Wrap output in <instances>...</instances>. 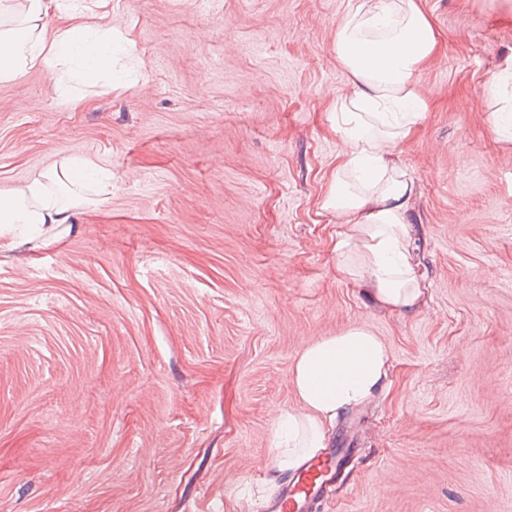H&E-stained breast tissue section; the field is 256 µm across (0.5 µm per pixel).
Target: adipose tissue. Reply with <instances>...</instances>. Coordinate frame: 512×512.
<instances>
[{
    "instance_id": "1",
    "label": "adipose tissue",
    "mask_w": 512,
    "mask_h": 512,
    "mask_svg": "<svg viewBox=\"0 0 512 512\" xmlns=\"http://www.w3.org/2000/svg\"><path fill=\"white\" fill-rule=\"evenodd\" d=\"M106 0H0V83L35 66L69 74H111L113 39ZM437 30L423 0H351L339 24L336 55L353 93L336 105V130L348 148L322 207L342 220L333 250L339 275L367 289L378 304L409 312L423 290L413 259L409 205L412 177L394 159L399 142L422 122L427 104L416 77L432 57ZM106 193L112 173L78 153L21 186L0 192V242L71 223L90 204L84 190ZM389 350L365 326L306 345L291 380L301 411L278 417L275 466L286 473L324 446L325 426L374 397L388 375Z\"/></svg>"
}]
</instances>
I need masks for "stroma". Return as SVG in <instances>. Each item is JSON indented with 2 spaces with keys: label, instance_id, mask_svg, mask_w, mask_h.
I'll return each instance as SVG.
<instances>
[{
  "label": "stroma",
  "instance_id": "stroma-1",
  "mask_svg": "<svg viewBox=\"0 0 512 512\" xmlns=\"http://www.w3.org/2000/svg\"><path fill=\"white\" fill-rule=\"evenodd\" d=\"M424 2L428 109L396 148L407 314L337 274L322 208L349 0H111V76L0 84V191L73 152L112 172L74 223L0 246V512H264L295 358L353 325L389 374L329 430L355 449L316 512H512V142L491 124L512 0Z\"/></svg>",
  "mask_w": 512,
  "mask_h": 512
}]
</instances>
